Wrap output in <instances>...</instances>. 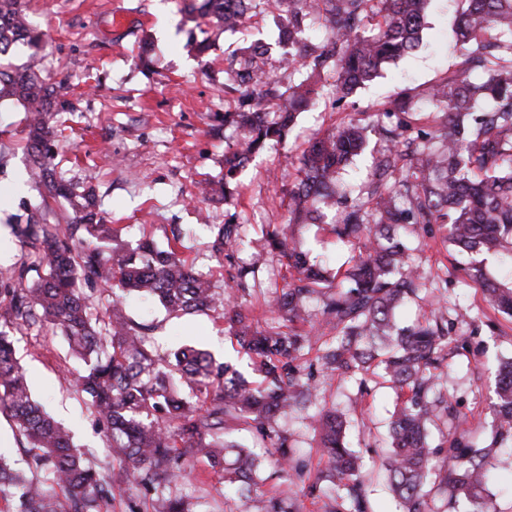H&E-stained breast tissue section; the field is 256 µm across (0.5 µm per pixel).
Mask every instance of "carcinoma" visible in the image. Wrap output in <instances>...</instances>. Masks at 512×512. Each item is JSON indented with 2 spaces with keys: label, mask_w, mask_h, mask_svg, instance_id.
<instances>
[{
  "label": "carcinoma",
  "mask_w": 512,
  "mask_h": 512,
  "mask_svg": "<svg viewBox=\"0 0 512 512\" xmlns=\"http://www.w3.org/2000/svg\"><path fill=\"white\" fill-rule=\"evenodd\" d=\"M254 2L204 0L203 18L228 28L248 19ZM264 2L282 12L281 34L290 47L284 61L332 68L338 105L385 64L417 47L428 0ZM456 2L458 65L428 91L439 146L426 145L431 134L407 120L416 98L408 92L383 111L395 118L384 129L391 148L371 173L367 197L348 203L352 187L343 178L366 147L364 113L346 116L296 157L288 220L265 239L269 252L286 259L289 273L288 286L267 302L288 323L284 332L252 325L242 303L252 267L238 268L219 292L196 276L176 242L161 247L144 234L136 247L105 255L102 243L117 234L98 211L93 178L78 185L55 172L58 144L51 119L69 105L65 81L42 79L47 43L23 0H0V100L27 112L29 175L42 199L13 226L28 261L0 271V318L18 331L58 330L66 338L86 365L75 389L120 461L118 471L105 473L73 444L69 431L33 398L14 337L0 330V410L9 413L25 447L21 461L0 454L6 512H109L114 491L122 487L151 497L152 512H191L174 488L194 461L224 472V491L253 512H301L299 496L317 492L329 500L326 512H372L362 457L349 446L346 414L306 413L320 428L326 457L324 470L308 485L304 464L278 425L288 412L309 408L316 390L313 363L305 358L312 336L302 327L306 304L315 297L322 302V322L334 331L323 342L320 371L349 378L360 393L370 373L397 388L392 448L380 468L399 512H443L448 500L461 498L473 506L470 512H496L489 490L491 449L479 446L465 428L435 440L430 436L432 424L450 415L448 357L467 350L468 338L449 335L443 311L410 326L396 323L404 302L445 278L420 269L412 247L394 231L432 224L468 256L466 275L480 284L488 302L512 316V0ZM374 12L382 22L368 31L364 19ZM312 20L327 32L322 43L303 38ZM18 43L29 49L22 67L7 61ZM265 54L255 43L224 71V92L237 94L235 108L213 113L237 134L223 180L207 183L209 194L226 203L237 193L239 168L267 146L285 143L296 114L316 94L302 84L281 90L264 70ZM471 71L481 72L483 80L471 81ZM59 200L75 211L65 226L53 216L51 203ZM307 224H330L339 241L360 244L344 271H332L297 247L296 232ZM237 245L238 225L217 227L216 255ZM491 259L501 266L499 279L485 272ZM101 286L111 290L105 304ZM131 293L184 314L222 310L228 332L261 383L194 346L179 348L161 364L147 347L146 325L126 310ZM235 423L257 434L258 449L225 437ZM480 424L500 441H512V359L498 367L489 413ZM267 457L293 490L270 496L260 491L254 475Z\"/></svg>",
  "instance_id": "obj_1"
}]
</instances>
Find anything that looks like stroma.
Masks as SVG:
<instances>
[{"label":"stroma","mask_w":512,"mask_h":512,"mask_svg":"<svg viewBox=\"0 0 512 512\" xmlns=\"http://www.w3.org/2000/svg\"><path fill=\"white\" fill-rule=\"evenodd\" d=\"M27 11L48 43L43 62L51 80L71 86L74 111L54 113L52 123L61 133L58 169L81 179L86 170L102 173L97 185L98 204L107 223L117 228L122 243L135 245L145 234L165 242L180 232L183 250L193 267L223 288L226 278L243 264H255L256 287L251 317L259 326L273 319L264 300L284 285V268L263 254L262 233L268 226L285 223L288 192L294 182L293 158L318 133L331 130L347 113L382 112L386 103L405 91L425 89L457 61L454 0H430L426 26L417 48L384 66L377 77L361 85L342 103H335L331 73H322V94L314 107L298 115L288 140L252 158L241 169L240 195L233 204L202 200L200 183L219 179L224 155L234 150L233 129L212 126L211 115L234 107L224 94V69L232 58L255 40L270 45L266 68L282 87L305 80L306 69H283L285 45L277 41L278 13L259 5L244 32L221 31L201 25L198 16L180 12L175 0H25ZM211 45L204 55L187 48L188 38ZM23 107L0 102V143L13 154L0 171V268L25 261L26 252L11 232L18 214L39 205L32 186L25 149L27 131ZM367 148L347 167L344 178L362 190L366 174L388 148L380 125L370 124ZM236 224L241 243L233 257L221 261L211 250L212 227ZM300 245L313 256L341 265L350 246L337 241L330 225L313 224ZM416 262L430 270L448 272V319L455 331L473 332L469 354L455 357L448 369V394L461 417H484L490 403V377L499 359L512 357V318L489 306L481 288L465 275L464 256L456 254L441 237L425 238L414 251ZM132 297L133 318L151 324L147 336L158 356L191 344L216 360L247 364L236 339L225 332L221 313L206 311L175 314ZM485 317L472 325L476 311ZM16 357L33 397L57 420L71 429L76 444L85 446L94 461L107 469L119 468L104 446L100 429L85 399L75 392L73 376L84 363L68 349L62 337L30 330L17 335ZM313 410L357 407L361 419L352 423V444L375 464L388 446V429L397 400L392 384L377 377L369 391L358 395L355 383L340 378L317 377ZM290 442L304 459L308 477H315L324 462L318 451L319 433L300 413L283 418ZM192 512H239L241 504L224 497L220 473L195 463L189 480L179 486Z\"/></svg>","instance_id":"obj_1"}]
</instances>
